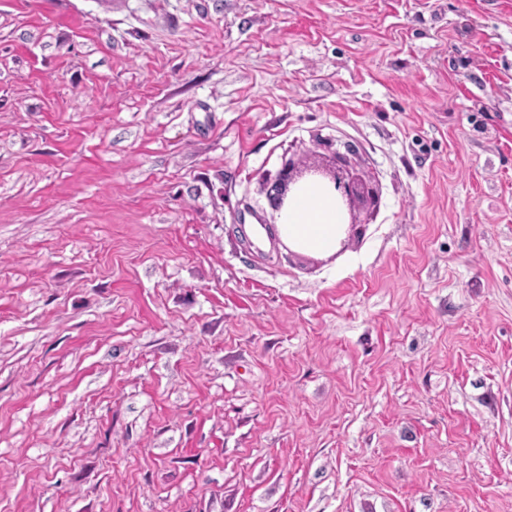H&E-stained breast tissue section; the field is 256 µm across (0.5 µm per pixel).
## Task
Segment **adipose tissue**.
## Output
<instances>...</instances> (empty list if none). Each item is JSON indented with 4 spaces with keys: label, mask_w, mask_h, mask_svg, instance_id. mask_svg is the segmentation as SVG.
I'll list each match as a JSON object with an SVG mask.
<instances>
[{
    "label": "adipose tissue",
    "mask_w": 512,
    "mask_h": 512,
    "mask_svg": "<svg viewBox=\"0 0 512 512\" xmlns=\"http://www.w3.org/2000/svg\"><path fill=\"white\" fill-rule=\"evenodd\" d=\"M343 230V214L335 199L319 184H304L275 226L277 237L311 254L335 251Z\"/></svg>",
    "instance_id": "1"
}]
</instances>
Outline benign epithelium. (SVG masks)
<instances>
[{
    "mask_svg": "<svg viewBox=\"0 0 512 512\" xmlns=\"http://www.w3.org/2000/svg\"><path fill=\"white\" fill-rule=\"evenodd\" d=\"M305 174L323 184V187L333 189L336 192V201L340 205L345 203L352 208L357 203L375 200V196L364 183L350 172L346 156L336 151L332 155L331 164L325 167L313 166L302 171L289 163L286 164L279 178L272 184L268 195L274 210L283 213L288 209L289 194L302 188L301 178Z\"/></svg>",
    "mask_w": 512,
    "mask_h": 512,
    "instance_id": "obj_1",
    "label": "benign epithelium"
}]
</instances>
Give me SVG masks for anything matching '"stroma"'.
<instances>
[{"instance_id": "obj_1", "label": "stroma", "mask_w": 512, "mask_h": 512, "mask_svg": "<svg viewBox=\"0 0 512 512\" xmlns=\"http://www.w3.org/2000/svg\"><path fill=\"white\" fill-rule=\"evenodd\" d=\"M0 512H512V0H0ZM304 173L323 186L306 183L302 187L300 179ZM327 178L328 182H324ZM324 187L333 188L336 200ZM297 191L288 207L289 194ZM368 199L374 202L375 196L350 172L346 156L337 150L332 155L331 164L325 167L296 170L291 163L286 164L268 195L271 207L282 216L275 226L277 237L285 244L311 254L336 250L337 238L344 226V217L336 201L340 206L346 203L351 209L356 203Z\"/></svg>"}]
</instances>
